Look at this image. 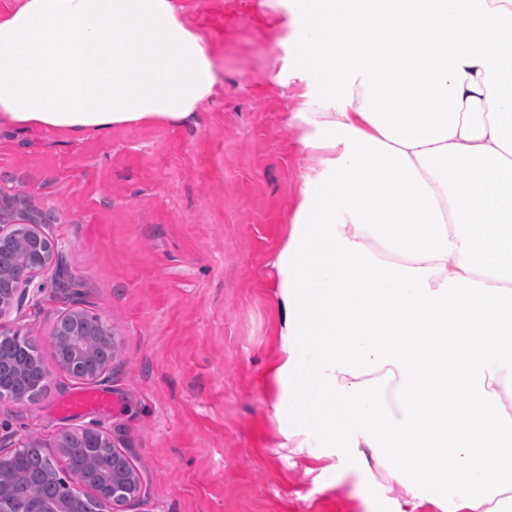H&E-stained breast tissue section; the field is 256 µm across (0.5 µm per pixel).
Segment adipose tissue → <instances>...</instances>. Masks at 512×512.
I'll list each match as a JSON object with an SVG mask.
<instances>
[{"label": "adipose tissue", "instance_id": "adipose-tissue-1", "mask_svg": "<svg viewBox=\"0 0 512 512\" xmlns=\"http://www.w3.org/2000/svg\"><path fill=\"white\" fill-rule=\"evenodd\" d=\"M289 124L320 159L272 256L294 448L411 512L512 503V0H280ZM221 78L178 0L0 14V119L178 124Z\"/></svg>", "mask_w": 512, "mask_h": 512}]
</instances>
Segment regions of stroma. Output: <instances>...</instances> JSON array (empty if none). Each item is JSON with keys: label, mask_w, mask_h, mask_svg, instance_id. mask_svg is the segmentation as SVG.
<instances>
[{"label": "stroma", "mask_w": 512, "mask_h": 512, "mask_svg": "<svg viewBox=\"0 0 512 512\" xmlns=\"http://www.w3.org/2000/svg\"><path fill=\"white\" fill-rule=\"evenodd\" d=\"M271 0H179L224 80L178 125L23 133L0 125V219L43 224L64 278L37 276L7 323L49 377L34 400L0 401V436L37 439L61 478V432L97 426L141 482L134 512H390L401 487L361 488L291 451L274 414L281 355L274 252L315 157L290 127L287 17ZM115 347L104 409H61L86 381L47 336L73 303Z\"/></svg>", "instance_id": "1"}]
</instances>
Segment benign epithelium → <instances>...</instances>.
<instances>
[{
    "mask_svg": "<svg viewBox=\"0 0 512 512\" xmlns=\"http://www.w3.org/2000/svg\"><path fill=\"white\" fill-rule=\"evenodd\" d=\"M38 244V256L31 257L26 253L20 255L16 265L7 271L0 269V319L14 308L22 306L30 294V286L36 276L56 264V270H61L62 262L55 252L48 251L52 246L51 239L45 233L42 225L34 222L27 224H0V246H17L23 248L27 243ZM82 309L75 306L68 313L55 321L49 334L52 345L57 346L70 341L74 335ZM74 441L82 446L94 448L106 445L113 448L112 460V489L132 487L139 489L136 472L131 464L126 449L116 445L112 435L97 427H82L72 430ZM94 495L101 500L112 512H127L137 495L121 500L111 499L107 486L93 488L87 484L79 472L72 473V486L66 497L59 500H48L41 497H31L22 503H17L10 494V477L0 473V512H83V505L88 496Z\"/></svg>",
    "mask_w": 512,
    "mask_h": 512,
    "instance_id": "benign-epithelium-1",
    "label": "benign epithelium"
}]
</instances>
